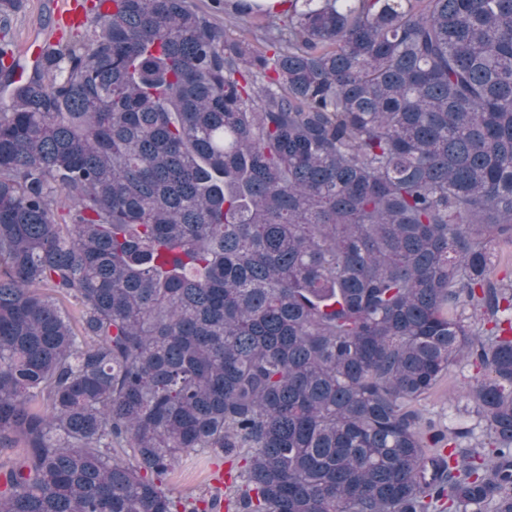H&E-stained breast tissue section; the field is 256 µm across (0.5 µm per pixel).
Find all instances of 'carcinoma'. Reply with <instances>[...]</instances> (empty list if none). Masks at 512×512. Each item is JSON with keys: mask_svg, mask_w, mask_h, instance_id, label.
I'll return each instance as SVG.
<instances>
[{"mask_svg": "<svg viewBox=\"0 0 512 512\" xmlns=\"http://www.w3.org/2000/svg\"><path fill=\"white\" fill-rule=\"evenodd\" d=\"M84 11L0 40V512H512V0ZM21 10L12 18L9 25L8 38L13 43L15 54L21 62H31V53L36 46L37 55L44 48L39 45L42 41L58 44L72 39L76 34H83L84 28L70 26L64 23L58 15L67 17L73 21H82L83 11L77 14L76 4L67 0H58V15L53 3L56 0H22ZM474 374L469 366H459L452 369L450 377L445 378L437 391L420 402L419 408L427 417L440 421L448 426L449 420L471 422L464 408L457 405L453 394V385L471 377ZM214 461L204 456H191L183 459L175 468L170 477V485L176 494H193L214 492L215 488H222L224 473L228 470V464L222 467L223 471L214 472L211 483V472L215 468Z\"/></svg>", "mask_w": 512, "mask_h": 512, "instance_id": "cac0c4a2", "label": "carcinoma"}]
</instances>
